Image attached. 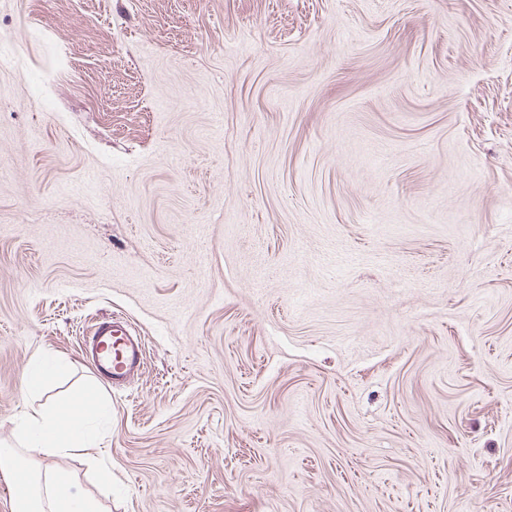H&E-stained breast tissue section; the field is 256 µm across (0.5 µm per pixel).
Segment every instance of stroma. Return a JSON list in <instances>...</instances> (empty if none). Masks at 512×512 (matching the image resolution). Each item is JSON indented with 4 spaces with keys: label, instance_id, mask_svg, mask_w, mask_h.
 Returning a JSON list of instances; mask_svg holds the SVG:
<instances>
[{
    "label": "stroma",
    "instance_id": "stroma-1",
    "mask_svg": "<svg viewBox=\"0 0 512 512\" xmlns=\"http://www.w3.org/2000/svg\"><path fill=\"white\" fill-rule=\"evenodd\" d=\"M40 353L111 512H512V0H0V440ZM83 344L93 369L112 380L113 386L142 367V346L133 340L122 322L113 319L100 322Z\"/></svg>",
    "mask_w": 512,
    "mask_h": 512
}]
</instances>
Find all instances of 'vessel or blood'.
Segmentation results:
<instances>
[{
  "label": "vessel or blood",
  "mask_w": 512,
  "mask_h": 512,
  "mask_svg": "<svg viewBox=\"0 0 512 512\" xmlns=\"http://www.w3.org/2000/svg\"><path fill=\"white\" fill-rule=\"evenodd\" d=\"M83 344L94 369L113 384H120L142 367V347L133 340L122 322H100L92 334L85 337Z\"/></svg>",
  "instance_id": "obj_1"
}]
</instances>
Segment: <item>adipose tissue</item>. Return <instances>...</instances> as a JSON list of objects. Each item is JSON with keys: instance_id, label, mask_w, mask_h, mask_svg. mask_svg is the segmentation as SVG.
I'll list each match as a JSON object with an SVG mask.
<instances>
[{"instance_id": "obj_1", "label": "adipose tissue", "mask_w": 512, "mask_h": 512, "mask_svg": "<svg viewBox=\"0 0 512 512\" xmlns=\"http://www.w3.org/2000/svg\"><path fill=\"white\" fill-rule=\"evenodd\" d=\"M68 373L59 359L34 356L22 376L30 399H40ZM102 412L95 392L71 397L62 407H41L25 413L10 441H0V478L8 486L24 481L13 495L14 512H106L103 502L68 472L48 466V459L67 454L94 458L99 443L93 429Z\"/></svg>"}]
</instances>
